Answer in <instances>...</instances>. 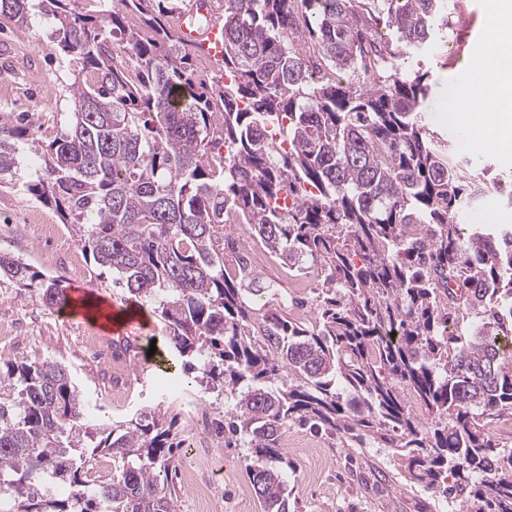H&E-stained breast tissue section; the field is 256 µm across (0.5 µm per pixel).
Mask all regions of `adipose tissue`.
Listing matches in <instances>:
<instances>
[{"label": "adipose tissue", "instance_id": "ef3b65f1", "mask_svg": "<svg viewBox=\"0 0 512 512\" xmlns=\"http://www.w3.org/2000/svg\"><path fill=\"white\" fill-rule=\"evenodd\" d=\"M490 39L477 61V79L465 90V98L475 122L495 127L496 139L487 149L499 148L512 140V112L501 103L512 98V0H486Z\"/></svg>", "mask_w": 512, "mask_h": 512}]
</instances>
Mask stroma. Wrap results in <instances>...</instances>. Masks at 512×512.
Returning a JSON list of instances; mask_svg holds the SVG:
<instances>
[{"label": "stroma", "instance_id": "1", "mask_svg": "<svg viewBox=\"0 0 512 512\" xmlns=\"http://www.w3.org/2000/svg\"><path fill=\"white\" fill-rule=\"evenodd\" d=\"M488 27L485 0H450L448 26L430 49L407 57L408 70L426 72L428 94L422 105L426 127L447 140L471 168H488L512 182V152L473 147L465 120L468 106L461 91L484 54ZM69 64L50 42L48 25L32 18L24 28L0 30V111L13 116L26 113L32 132L50 139L64 124L70 110ZM40 166L30 151H23L18 184L0 187V253L18 255L36 270L62 280L66 288H84L87 294L120 309L132 300L112 285L110 273L86 253L71 257L69 244L76 238L61 226L54 206L41 203L20 189ZM462 224L474 229L482 224H512V199L492 191L486 200L462 213ZM34 224H55L61 242L37 237ZM137 343L109 336L112 350L126 361L127 379L135 389L128 398L105 401L100 387L109 377L107 366L87 362L73 337L77 331H95L89 319L45 306L33 295L20 297L14 284L0 281V321L24 323L13 351H1L0 360L21 362L33 356L62 363L83 393L90 415L123 421L143 408L174 406L181 414L182 436L196 451V469L210 483L204 501L192 499L177 483V512H263L251 489L244 461L246 451L228 448L210 430L200 428L185 390L187 375L181 358L162 344L161 323L148 313ZM286 455L291 468L288 484L295 512H444L445 502L431 492L408 485L396 459L387 448H346L327 436L294 428L288 433ZM336 463L335 479L311 466L312 456Z\"/></svg>", "mask_w": 512, "mask_h": 512}]
</instances>
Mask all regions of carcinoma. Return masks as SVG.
<instances>
[{
    "mask_svg": "<svg viewBox=\"0 0 512 512\" xmlns=\"http://www.w3.org/2000/svg\"><path fill=\"white\" fill-rule=\"evenodd\" d=\"M96 2L0 0V28L53 19L73 75L72 112L48 144L32 140L41 166L25 191L154 306L193 381L232 402L219 429L248 448L263 512H291L294 426L391 448L406 481L466 512H512V448L495 434L512 420V225L462 232L459 211L496 182L420 124L426 74L376 36L383 24L425 50L448 0H215L229 82L195 80L187 0ZM28 133L0 116V185ZM230 213L313 279L312 321L282 300L256 306L277 283L225 235ZM0 276L69 304L20 257L0 254ZM177 423L157 407L93 419L49 359L0 367V512H176ZM98 455L112 479L88 488Z\"/></svg>",
    "mask_w": 512,
    "mask_h": 512,
    "instance_id": "carcinoma-1",
    "label": "carcinoma"
}]
</instances>
